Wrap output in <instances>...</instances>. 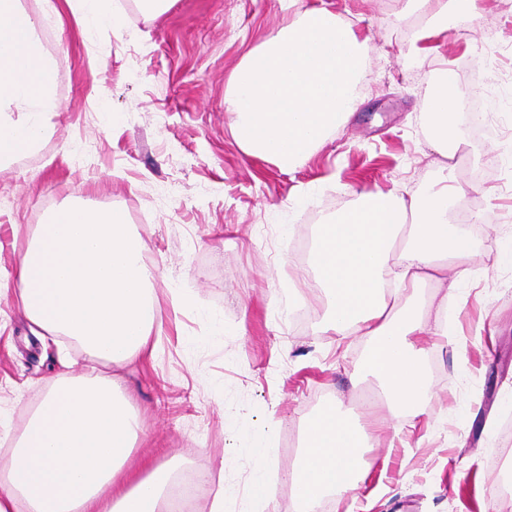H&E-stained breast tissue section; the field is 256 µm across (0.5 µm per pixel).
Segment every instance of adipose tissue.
Instances as JSON below:
<instances>
[{
    "label": "adipose tissue",
    "mask_w": 512,
    "mask_h": 512,
    "mask_svg": "<svg viewBox=\"0 0 512 512\" xmlns=\"http://www.w3.org/2000/svg\"><path fill=\"white\" fill-rule=\"evenodd\" d=\"M406 7L422 10L431 32L447 31L450 16L480 10L479 0H406ZM38 28L21 0H0V161L33 150L56 107ZM458 98L443 71L423 106L429 142L448 159L462 142ZM460 191L452 178L410 200L361 193L355 205L324 218L311 253L310 272L327 301L325 324L368 336L363 373L391 410L413 418L432 388L414 341L422 322L407 305L424 283L451 290L468 272L469 238L450 220ZM144 251L120 211L88 202L59 207L18 256V306L34 331L68 336L96 359L125 363L154 353L151 338L161 328ZM397 299L404 308H394ZM141 432L115 379L61 377L0 467V512H168L171 464L129 476ZM270 434L263 427L240 445L255 467L239 512H258L267 500ZM365 446V428L333 409L309 419L297 462L285 472L299 512H318L323 499L339 502L355 489L365 475Z\"/></svg>",
    "instance_id": "obj_1"
}]
</instances>
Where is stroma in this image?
<instances>
[{
  "mask_svg": "<svg viewBox=\"0 0 512 512\" xmlns=\"http://www.w3.org/2000/svg\"><path fill=\"white\" fill-rule=\"evenodd\" d=\"M50 36L60 105L53 134L36 150L0 163V465L29 415L59 378L89 368L115 378L138 414L131 460L181 459L211 471L194 512L215 490L236 512L252 463L237 452L246 430L278 421L280 469L297 456L289 435L327 405L367 421L377 389L360 362L366 337L323 326L325 301L310 275L309 212L333 214L358 192L424 194L454 173L475 204L484 234L473 238L472 276L455 291L422 288L412 309L433 398L416 418H387L370 431V468L355 499L337 512H512L487 458L512 413V195L487 170L512 161V144L459 129V166L428 142L420 112L440 71L458 88L476 86L470 63L487 34L512 42V8L480 0L475 17L422 39V14L403 0H301L326 7L368 45L359 106L311 157L290 172L243 154L224 106L241 58L288 17L289 0H175L147 18L134 0H115L120 31H79L65 0H21ZM121 211L145 244L155 274L161 334L153 356L93 362L76 341L39 336L17 307L14 268L37 224L68 201ZM185 297L171 304L172 293ZM447 321V344L434 336ZM400 430L408 447L388 445Z\"/></svg>",
  "mask_w": 512,
  "mask_h": 512,
  "instance_id": "1",
  "label": "stroma"
}]
</instances>
